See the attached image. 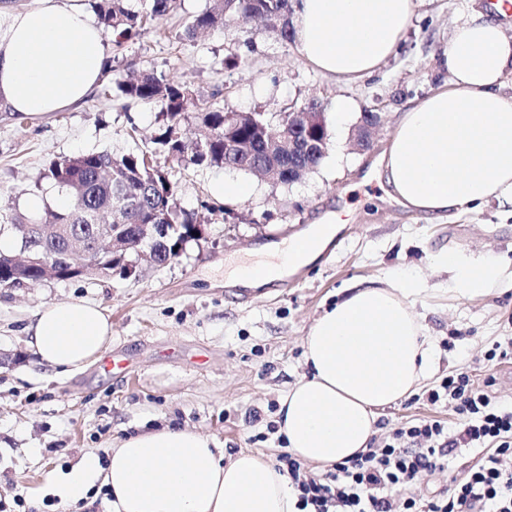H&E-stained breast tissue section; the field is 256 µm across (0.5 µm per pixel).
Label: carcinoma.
<instances>
[{
  "mask_svg": "<svg viewBox=\"0 0 512 512\" xmlns=\"http://www.w3.org/2000/svg\"><path fill=\"white\" fill-rule=\"evenodd\" d=\"M216 12H205L190 23L186 32L194 35L199 29L215 26L224 16L234 15L246 24L253 18L269 22V28L286 41L294 40L293 29L288 27L291 0H219ZM178 7V0H143L140 11H131L124 0H97L95 8L102 30L115 36L116 42L128 40L146 24L158 21ZM112 87L127 99L154 101L160 104L169 121L151 139V145L122 154L108 151L81 153L51 162L46 178L52 181L71 201L61 212L46 215L14 213L0 214V223L14 227L30 226L31 249L47 259L57 280L74 278L69 269L72 241L80 236L94 239L104 231L121 238H132L140 232L142 224H156L154 236L148 240L157 266H166L179 257L174 248L190 239L191 228L199 223L193 215L180 209L178 188L173 184L157 159L164 155L186 167H224L250 171L255 161L274 155L279 167L281 183L286 184L298 176L307 156L278 153V147L263 139L262 129L282 130L288 116L272 123L259 115L235 124L233 134L252 142L254 154L250 157H229L224 154V131L230 127L224 112L212 109L201 116L207 129L199 140L187 141L179 135L176 126L196 107L193 91L185 85L165 83L155 73L144 71L135 80H127L117 72ZM98 258V275L107 276L119 267L120 259L102 250ZM46 279L45 270L37 267L25 273L23 281L11 282L0 274V288H17L22 283L33 284Z\"/></svg>",
  "mask_w": 512,
  "mask_h": 512,
  "instance_id": "obj_1",
  "label": "carcinoma"
}]
</instances>
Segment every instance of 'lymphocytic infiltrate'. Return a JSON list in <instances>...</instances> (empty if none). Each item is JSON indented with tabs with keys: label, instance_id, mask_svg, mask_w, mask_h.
I'll return each instance as SVG.
<instances>
[{
	"label": "lymphocytic infiltrate",
	"instance_id": "lymphocytic-infiltrate-1",
	"mask_svg": "<svg viewBox=\"0 0 512 512\" xmlns=\"http://www.w3.org/2000/svg\"><path fill=\"white\" fill-rule=\"evenodd\" d=\"M430 404H452L453 422L435 418L407 421L356 458L314 471L292 453L276 457L297 495L298 512H512V404L495 400L471 369H459L429 389ZM475 448L481 456L463 478L426 500L413 485L447 467L457 449Z\"/></svg>",
	"mask_w": 512,
	"mask_h": 512
}]
</instances>
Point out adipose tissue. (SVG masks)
<instances>
[{
  "label": "adipose tissue",
  "mask_w": 512,
  "mask_h": 512,
  "mask_svg": "<svg viewBox=\"0 0 512 512\" xmlns=\"http://www.w3.org/2000/svg\"><path fill=\"white\" fill-rule=\"evenodd\" d=\"M416 0H297L295 39L310 66L355 82L376 73L400 48ZM505 8L477 10L455 26L444 66L448 80L402 112L376 162V173L404 208L434 218L468 213L496 201L512 217V97L501 92L512 73ZM105 35L77 4L36 0L0 15V104L43 115L85 99L107 68ZM334 224L315 227L307 249L285 240L261 251L257 290L313 263L332 242ZM435 263L448 273L453 299L512 287V261L451 248ZM429 293L414 276L389 274L348 289L318 317L305 338L306 375L279 401L278 432L290 453L328 467L366 451L377 411L407 398L433 373L439 350L414 307ZM38 364L76 373L112 344L100 306L60 302L40 309L27 327ZM106 490L112 512H297L285 475L262 456L223 448L194 431L166 426L123 440L107 464L86 457L59 485L63 501L94 503Z\"/></svg>",
  "instance_id": "obj_1"
}]
</instances>
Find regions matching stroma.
<instances>
[{"label": "stroma", "instance_id": "35a3bbf8", "mask_svg": "<svg viewBox=\"0 0 512 512\" xmlns=\"http://www.w3.org/2000/svg\"><path fill=\"white\" fill-rule=\"evenodd\" d=\"M490 0H418L402 48L371 77L345 83L315 71L297 43L280 40L262 23L229 22L193 37L186 26L212 0H181L158 26L123 44L108 42L110 63L128 73L147 68L166 82L190 85L200 106L227 113L276 116L314 99L354 103L349 125L330 127L328 165L278 187L244 171L186 168L164 163L178 187L181 209L204 222L177 261L155 267L138 262L133 274L47 279L0 288V512H108L64 503L54 486L89 453L106 459L127 436L164 426L215 438L225 455L241 450L275 459L281 447L272 404L306 373L304 338L344 288L389 273L420 276L435 294L418 306L440 358L426 388L471 366L477 381L494 376L497 401L512 403V366L493 361L494 342L512 337V288L475 300L443 295L447 272L433 256L458 247L473 255L512 259V219L495 202L477 211L432 219L392 201L369 171L401 112L448 80L441 60L453 26ZM104 74L88 99L43 116L0 109V209L25 212L28 196L55 194L43 177L51 161L86 152L122 153L149 145L167 121L155 103L121 98ZM379 124L372 152L358 153L352 127L363 113ZM249 182L245 201L227 203L212 184L224 176ZM344 211L349 222L312 265L240 301L224 284L226 262L243 263L253 248L296 238L325 213ZM99 304L112 323V355L127 370L101 365L63 376L40 366L27 345L35 313L58 302ZM205 364H198V356ZM259 412L252 421L250 412ZM452 421L447 402L407 398L380 412V435L417 418Z\"/></svg>", "mask_w": 512, "mask_h": 512}]
</instances>
